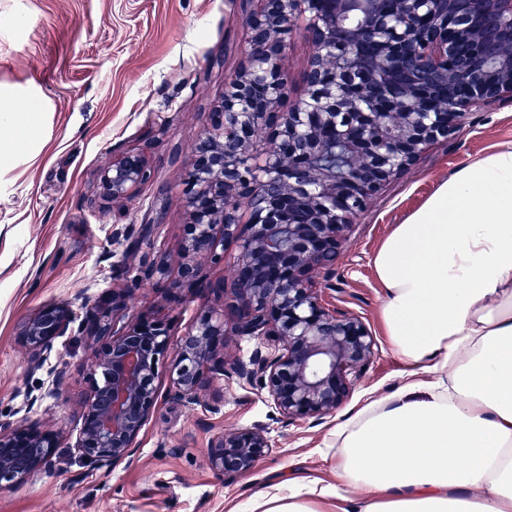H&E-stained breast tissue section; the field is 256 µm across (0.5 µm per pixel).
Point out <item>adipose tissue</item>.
<instances>
[{"label": "adipose tissue", "mask_w": 512, "mask_h": 512, "mask_svg": "<svg viewBox=\"0 0 512 512\" xmlns=\"http://www.w3.org/2000/svg\"><path fill=\"white\" fill-rule=\"evenodd\" d=\"M42 112L0 92L1 160ZM373 268L401 387L337 425L333 481L270 484L246 512H512V142L441 179Z\"/></svg>", "instance_id": "ef3b65f1"}]
</instances>
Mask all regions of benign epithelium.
Listing matches in <instances>:
<instances>
[{
  "label": "benign epithelium",
  "mask_w": 512,
  "mask_h": 512,
  "mask_svg": "<svg viewBox=\"0 0 512 512\" xmlns=\"http://www.w3.org/2000/svg\"><path fill=\"white\" fill-rule=\"evenodd\" d=\"M254 2L247 64L181 173L188 220L177 268L141 250L153 224L117 227L112 238L139 256L137 279L216 299L180 338L172 399L199 403L207 376L219 375L267 390L285 420L319 422L341 407L374 354L364 321L323 299L352 219L430 144L457 134L467 110L512 99V0ZM352 13L365 15L358 29L344 27ZM300 21L311 48L306 92L283 112L284 35ZM150 178L145 156L126 152L104 169L100 197L130 199ZM229 247L230 275L207 280L204 267L224 265ZM129 294L114 288L80 311L48 304L21 333L33 373L65 336L92 344L90 396L72 448L93 469L133 462L158 405L171 324L126 321ZM230 330L281 348L228 361ZM60 447L49 428L0 419V490L51 469ZM270 450L263 429H239L218 435L209 457L216 471L237 476Z\"/></svg>",
  "instance_id": "1"
}]
</instances>
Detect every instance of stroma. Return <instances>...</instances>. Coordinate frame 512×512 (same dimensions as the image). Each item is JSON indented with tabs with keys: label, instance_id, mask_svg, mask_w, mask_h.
<instances>
[{
	"label": "stroma",
	"instance_id": "35a3bbf8",
	"mask_svg": "<svg viewBox=\"0 0 512 512\" xmlns=\"http://www.w3.org/2000/svg\"><path fill=\"white\" fill-rule=\"evenodd\" d=\"M251 0H0V86L40 96L43 126L26 155L0 166V414L37 422L74 441L89 396L93 349L83 338L60 340L46 370L31 373L20 340L25 321L50 302L80 308L111 290L116 268L135 262L112 241L114 225L155 224L144 247L175 263L185 201L176 187L182 167L227 81L245 64ZM309 44L302 28L287 37L283 66L290 96L304 89ZM512 140V102L472 110L458 136L434 144L419 164L386 185L356 220L336 267L329 307L370 328L375 353L346 403L320 424L283 420L266 390L209 379L213 414L169 395L171 360L158 368L160 399L139 436L137 459L110 472L84 466L60 449L55 466L0 491V512H228L271 482L289 477L331 480L323 452L337 424L371 396L401 384L404 362L390 349L371 260L392 225L402 223L459 164ZM145 151L152 178L129 202L99 199L101 171L113 158ZM210 295L171 298L163 285L132 293L128 319L173 320L179 341ZM65 366L53 389L50 368ZM39 394L28 405V393ZM264 429L273 452L249 474L215 472L208 452L227 429Z\"/></svg>",
	"mask_w": 512,
	"mask_h": 512
}]
</instances>
